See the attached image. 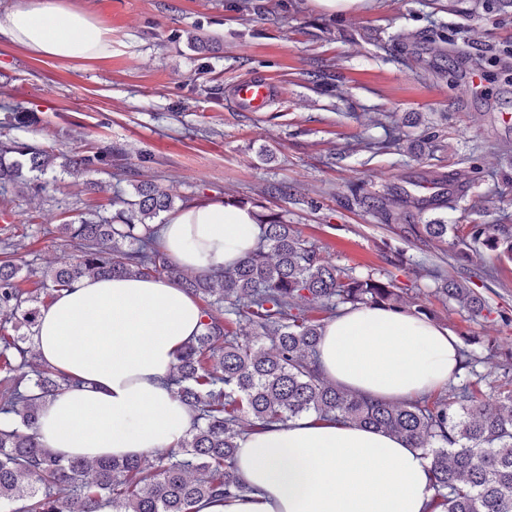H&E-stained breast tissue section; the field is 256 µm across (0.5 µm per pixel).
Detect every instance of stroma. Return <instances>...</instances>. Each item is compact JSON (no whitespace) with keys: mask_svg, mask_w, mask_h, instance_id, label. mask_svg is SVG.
Segmentation results:
<instances>
[{"mask_svg":"<svg viewBox=\"0 0 512 512\" xmlns=\"http://www.w3.org/2000/svg\"><path fill=\"white\" fill-rule=\"evenodd\" d=\"M112 31V55L85 67L40 60L0 40V135L56 150L109 145L142 178L176 202L246 199L281 210L338 267L362 274L395 258L401 284L421 267L464 278L490 275L477 290L487 303L470 319L430 288L416 302L454 336L476 335L482 352L512 353V262L479 245L469 261L407 237L348 208L351 187L386 193L430 170H466L470 187L454 207L422 221L512 225V0H375L336 19L309 0H69ZM197 34L210 48L190 42ZM461 51L458 68L444 55ZM268 80L261 112L232 107V84ZM392 114L400 137L390 151L376 120ZM102 191L56 172L45 191L0 193V247H17L25 288L75 253L59 225L112 213L130 182L95 173ZM291 187L293 200L268 195ZM479 208H469V200Z\"/></svg>","mask_w":512,"mask_h":512,"instance_id":"stroma-1","label":"stroma"}]
</instances>
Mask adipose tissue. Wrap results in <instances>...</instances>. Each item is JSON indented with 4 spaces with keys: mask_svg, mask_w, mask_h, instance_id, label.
<instances>
[{
    "mask_svg": "<svg viewBox=\"0 0 512 512\" xmlns=\"http://www.w3.org/2000/svg\"><path fill=\"white\" fill-rule=\"evenodd\" d=\"M39 59L89 65L112 53V31L62 0H20L0 12V39ZM258 233L256 210L198 200L168 216L161 247L176 266L214 275L236 266ZM198 301L168 277L84 276L43 306L35 345L75 387L40 405L37 437L65 456H142L176 446L194 414L167 381L199 332ZM459 361L448 329L364 306L322 330L324 376L351 391L406 401L447 385ZM236 469L245 492L199 512H427L429 462L401 438L306 415L244 435Z\"/></svg>",
    "mask_w": 512,
    "mask_h": 512,
    "instance_id": "ef3b65f1",
    "label": "adipose tissue"
}]
</instances>
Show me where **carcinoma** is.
I'll list each match as a JSON object with an SVG mask.
<instances>
[{
  "mask_svg": "<svg viewBox=\"0 0 512 512\" xmlns=\"http://www.w3.org/2000/svg\"><path fill=\"white\" fill-rule=\"evenodd\" d=\"M110 146L90 154H63L36 142L0 140V188L44 189L39 181L61 169L83 177L112 166ZM442 192L420 198L403 189L391 199L359 193L347 198L383 224L408 223L418 241L448 243V225L414 223L417 214L461 198V170L431 172ZM134 194L117 196L112 216L60 224L76 244L71 261L42 272L43 287L20 286L21 265L0 257V506L21 501L16 512H195L204 500L243 490L235 457L243 433L305 414L352 423L403 438L429 461L430 512H512V389L487 381L477 366L491 357L464 337L460 372L446 393L402 402L349 392L316 366L324 319L346 307L379 306L412 312L409 288L389 272L354 275L303 238L284 214L255 202L256 247L218 277L193 275L170 263L155 244L150 220L174 210L172 194L148 180ZM466 235L512 261V227L469 224ZM434 293L470 316L485 299L465 282L425 270ZM161 277L177 280L201 304V329L177 354L176 395L195 415L194 429L178 448L142 457L60 458L36 437L39 403L64 391L66 375L45 362L33 337L44 288L55 294L77 278ZM487 381L488 390L481 387Z\"/></svg>",
  "mask_w": 512,
  "mask_h": 512,
  "instance_id": "carcinoma-1",
  "label": "carcinoma"
}]
</instances>
